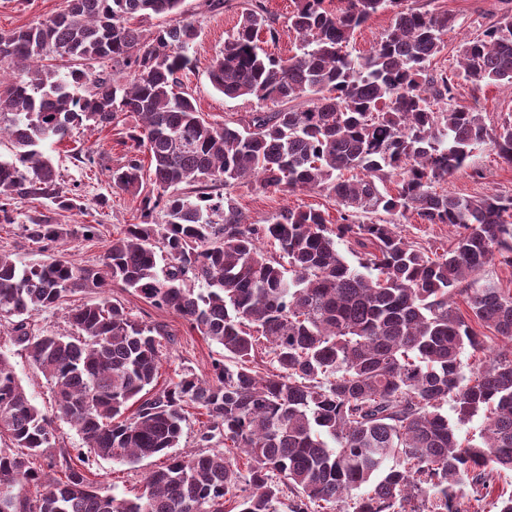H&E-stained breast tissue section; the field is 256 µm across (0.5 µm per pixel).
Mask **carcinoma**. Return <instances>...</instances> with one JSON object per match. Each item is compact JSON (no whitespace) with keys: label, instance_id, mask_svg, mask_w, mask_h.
I'll use <instances>...</instances> for the list:
<instances>
[{"label":"carcinoma","instance_id":"cac0c4a2","mask_svg":"<svg viewBox=\"0 0 512 512\" xmlns=\"http://www.w3.org/2000/svg\"><path fill=\"white\" fill-rule=\"evenodd\" d=\"M183 2L65 0L44 22L0 32V64L17 68L0 90V140L11 144L10 158L0 156V226L16 223L13 200L43 199L50 209L28 217L27 238H67L54 211L82 204L42 147L128 114L138 117L129 135L138 152L112 170V187L140 199L142 217L112 240L103 273L54 258L20 268L0 251V322L96 456L166 457L133 500L95 486L89 456L56 447L51 422L0 354V512H224L229 498L238 512H458L462 488L479 494L512 471V354L485 355L486 337L452 307L465 296L473 319L512 346V293L475 279L497 256L512 264V196L465 198L434 184L487 142L512 164V121L490 127L455 103L461 76L512 83V16L462 41L448 73L432 67L457 23L446 10L295 0L284 26L300 45L283 58L258 46L279 37V17L250 0L209 79L260 110L209 123L182 89L198 36ZM378 12L392 15L388 33L365 54L344 51ZM152 16L169 22L134 25ZM49 56L81 67L62 75ZM103 60L112 74L90 77L86 68ZM142 153L153 167L146 194ZM247 178L326 193L336 224L312 208L246 223L217 189ZM409 213L456 227L454 243L433 258L415 248L398 223ZM265 239L279 253L265 252ZM341 242L364 249L359 266ZM108 277L221 345L210 377L185 369L155 389L167 332L107 299L70 310L69 336L31 329L32 315ZM266 349L275 366L263 374ZM190 408L207 417L201 451L179 452ZM477 416L478 441L461 440L457 426ZM220 440L244 451L247 474L205 452ZM29 485L40 488L33 499L22 493Z\"/></svg>","mask_w":512,"mask_h":512}]
</instances>
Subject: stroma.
Instances as JSON below:
<instances>
[{
  "label": "stroma",
  "instance_id": "1",
  "mask_svg": "<svg viewBox=\"0 0 512 512\" xmlns=\"http://www.w3.org/2000/svg\"><path fill=\"white\" fill-rule=\"evenodd\" d=\"M201 0H184L187 17L196 19L199 34L188 54L192 66L187 73L185 89L202 117L210 122L239 119L257 108L252 99H227L212 86L209 70L214 59L224 48V41L237 25L247 0H228L223 10L201 13ZM426 10H445L457 18L455 31L447 37V47L434 62L435 69L453 70L457 67V47L467 36L480 32L489 22L503 14H512V0H418ZM64 0H0V32H11L46 21L58 13ZM456 102L458 105L483 113L488 125L500 124L512 114V85L483 83L476 85L459 80ZM134 117H126L119 124L104 129L80 128L72 137L57 144L45 145V152L53 159L56 170L67 184L74 186L84 205L83 210L60 211L59 223L74 229V236L65 241L41 248L28 240L22 230L28 215L38 210L39 204L27 199L14 200L12 207L17 224L0 233V249L10 252L17 264L24 265L50 257L71 260L77 264L100 268L103 256L114 238L120 236L126 225L137 223L138 203L130 195L112 187L110 172L122 165L135 148L129 137ZM93 154L98 160L95 169H85L79 157ZM437 191H447L461 197L487 194H512V165L503 163L492 145H484L473 152L471 164L462 168L447 181L437 183ZM227 195L234 198L247 221L260 224L273 214L286 209L314 208L332 215L336 203L319 191L280 192L261 189L245 183L228 187ZM95 227L92 239L79 235L80 226ZM403 236L427 252H439L453 242L456 229L448 224H426L411 215L400 223ZM121 303L137 321L162 326L172 335V343L164 344L158 367L157 385L165 387L176 380L183 369H192L198 376H209L214 360L223 358L221 345L206 340L193 330L190 323L173 311L156 308L113 283L105 293L79 292L71 296L67 305L40 312L33 316L36 329L66 335L71 331L66 312L68 307L93 304L100 299ZM0 353L7 355L15 367L18 378L37 407L53 422L61 447L70 453L85 451L82 437L58 417L49 385L33 367L25 351L15 344L8 331L0 332ZM164 457L155 456L134 465H121L99 457L92 460V479L110 487L118 497L132 499L140 495L146 476L163 466Z\"/></svg>",
  "mask_w": 512,
  "mask_h": 512
}]
</instances>
